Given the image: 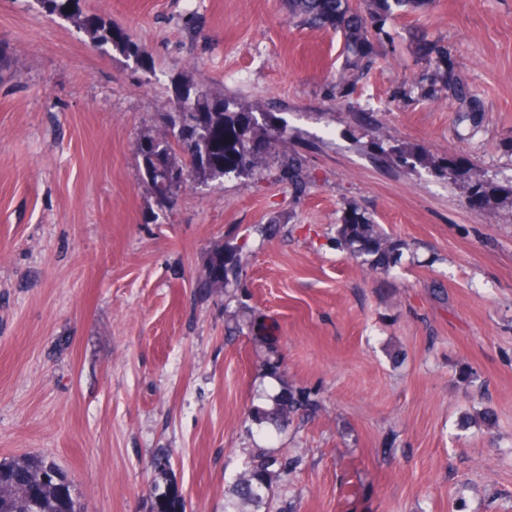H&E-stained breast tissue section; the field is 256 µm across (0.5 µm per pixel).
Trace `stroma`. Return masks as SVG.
<instances>
[{
	"instance_id": "35a3bbf8",
	"label": "stroma",
	"mask_w": 512,
	"mask_h": 512,
	"mask_svg": "<svg viewBox=\"0 0 512 512\" xmlns=\"http://www.w3.org/2000/svg\"><path fill=\"white\" fill-rule=\"evenodd\" d=\"M81 6L141 57L0 0V458L54 457L85 512H224L259 448L296 468L243 512H512V202L467 203L512 185V0L398 16L339 93L338 36L284 0ZM189 85L287 134L164 203L138 146ZM351 206L401 242L390 275L337 244ZM285 389L308 405L278 430ZM414 52L418 55L431 58L434 61V70L430 76L431 84L440 85V89L446 94L464 105L469 102L470 112H475L474 101L468 88L455 77L452 67L448 62V51L437 41H430L425 38L416 40Z\"/></svg>"
}]
</instances>
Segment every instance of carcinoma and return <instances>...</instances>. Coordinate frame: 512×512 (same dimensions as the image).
<instances>
[{
    "mask_svg": "<svg viewBox=\"0 0 512 512\" xmlns=\"http://www.w3.org/2000/svg\"><path fill=\"white\" fill-rule=\"evenodd\" d=\"M426 0H363V6L353 0H286L288 11L297 22L310 28L333 31L343 40V67L336 81V88L349 86L364 76L371 68L374 57L372 36L385 33L384 27L395 12L415 10ZM82 19V25L90 34L96 47L111 45L139 55L125 34L115 33V27L92 18ZM414 52L434 61L430 76L432 85L457 100L460 104H474L468 88L455 77L448 62V51L436 41L425 38L416 40ZM253 111L224 98H212L201 90L193 102L185 105V112L172 115L170 120L183 117V129L172 138L162 134L165 147L156 159H148L142 167L150 172L148 184L156 197L165 202L171 196L164 192L157 173L158 165L181 169L183 155L204 148L210 158L208 167L190 173V177L208 180L216 177L249 174L257 163L256 156L245 154L247 143L253 138L268 141L283 137L286 129L273 130L268 125H259L252 120ZM337 243L351 257L360 258L371 269L389 272L398 263L401 243L383 235L376 225L359 211L350 207L345 210L337 229ZM227 278V265L219 255L211 260L206 288H218ZM308 404L284 390L273 398L270 415L280 421L288 420V414ZM51 457L31 454L21 458L0 460V512H82L78 499L71 492L70 481L61 470H56L57 479L53 488L37 509L23 495L20 484L39 480ZM278 467V476H288V463L280 462L267 453L259 455L235 484L233 493L242 503H261L268 497L271 468Z\"/></svg>",
    "mask_w": 512,
    "mask_h": 512,
    "instance_id": "1",
    "label": "carcinoma"
}]
</instances>
